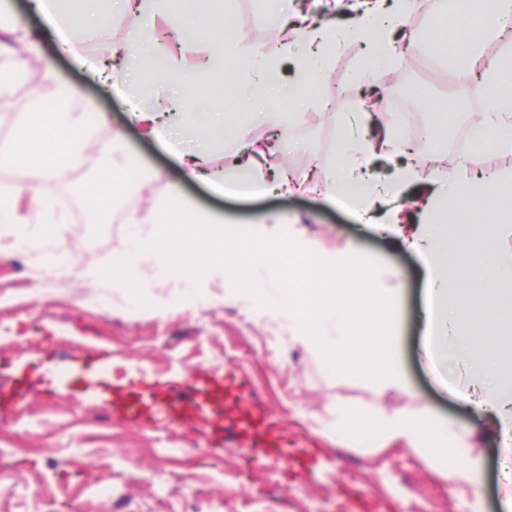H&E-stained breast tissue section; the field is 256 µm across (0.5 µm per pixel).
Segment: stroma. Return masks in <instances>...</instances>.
<instances>
[{
  "label": "stroma",
  "instance_id": "35a3bbf8",
  "mask_svg": "<svg viewBox=\"0 0 512 512\" xmlns=\"http://www.w3.org/2000/svg\"><path fill=\"white\" fill-rule=\"evenodd\" d=\"M224 6L243 53L271 42L274 26L255 22L258 0H224ZM8 9L21 25L17 38L29 28L39 31L56 81L79 85L108 122L93 130L92 147L66 178L44 183L49 210L31 202L35 171L0 163V195L12 199L21 219L12 234L0 233V387H12L26 371L43 381L16 410L0 415V512H505L512 485L498 475L512 452L484 419L448 397L420 349V259L377 225L359 223L348 209L328 203L320 184L305 183L288 196L247 197L186 183L181 195L197 216L238 228L256 225L266 235L282 227L262 223V216L293 218L292 232L321 253L341 255L352 246L374 256L380 285L400 273L401 292L385 332L405 386L336 372L317 346L297 338L287 318L261 315L247 295L231 294L221 275L193 289L147 258L138 274L154 288L133 299L114 287L104 262L123 257L129 246L120 218L135 213L139 232H152L150 218L169 203L176 160L163 143L141 136L123 103L93 74L69 56L54 55V36L29 0H8ZM404 55L420 60V67L399 66L360 84L352 78L359 50L344 48L322 80V106L294 111L282 130L249 120L248 138L283 144V154H269V167L285 159L299 176L329 173L338 162L340 118L362 90L373 88L406 95L433 124L427 142L411 149L416 168L455 171V141L470 135L479 103L449 79L431 50L408 47ZM56 81L22 75L12 82L0 96V141H11L33 93L52 95ZM116 129L145 175L127 202L96 211L76 188L92 178L100 162L96 147ZM14 235L43 243L44 254L15 252ZM90 268L99 270L97 280L85 278ZM197 370L224 385L220 398L200 401L229 429L223 446L178 429L165 413L133 424L110 412L108 386L116 376L135 383L146 372L178 381ZM249 402L261 407L265 426L243 419L237 406ZM425 406L472 432L474 486L457 483L375 428L336 425L340 407L375 416L413 415Z\"/></svg>",
  "mask_w": 512,
  "mask_h": 512
}]
</instances>
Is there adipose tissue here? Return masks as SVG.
<instances>
[{
    "instance_id": "1",
    "label": "adipose tissue",
    "mask_w": 512,
    "mask_h": 512,
    "mask_svg": "<svg viewBox=\"0 0 512 512\" xmlns=\"http://www.w3.org/2000/svg\"><path fill=\"white\" fill-rule=\"evenodd\" d=\"M84 2L39 0L37 10L56 30L60 49L78 53L74 33L105 22L109 12L135 16L137 22L125 39L109 45L106 58L93 59L99 82L125 100L145 136L176 140L178 180L204 183L218 191L230 183L253 194L289 193L303 183L285 173L272 178L262 173L264 144L247 139L225 121V113L240 105L255 106L262 124L283 125L280 96L318 105L321 80L339 48L348 43L364 48L354 79L363 82L377 76L398 61L392 35L404 28L414 8L413 0H354L356 17L344 28L284 23L283 37L274 47L245 56L244 65L232 70L227 62L241 50L224 37L223 12L205 9L206 0H193L185 11L173 10L172 0H110L105 13L86 11ZM429 10L433 22L422 33V41L483 104L475 146L512 155V47L481 71L464 67L465 62L479 60L484 47L512 25V0H431ZM160 20L175 32L177 49L158 41L155 26ZM196 40L207 44L199 65L188 57ZM285 59L291 60L296 73L290 85L273 77ZM208 78L222 81L228 96L210 100L200 113L194 88ZM369 118L364 110L351 113L344 123L338 142L341 163L328 175L324 192L328 199L349 202L363 223L395 232L402 217L385 202L401 195L420 173L407 163L396 166L391 177L376 174V159L402 157L405 136L391 130L374 134L367 128ZM101 119L79 87L59 84L54 98L34 97L9 147L0 149V160H22L44 179H61L66 163L77 162L89 147L91 130ZM214 137L222 138L226 152L235 157V176L213 164ZM98 152L100 164L84 192L105 205L127 196L141 172L121 132H113ZM429 182L431 193L418 206L419 223L402 237L404 245L425 258L424 329L430 340L453 342L469 356V385L458 390L457 397L507 439L512 437V360L492 359L489 352L512 335V249L507 246L512 240V173L473 174L463 163L451 173L434 170ZM189 213L180 193H173L171 205L154 219L153 234L137 238L124 254L114 285L128 289L134 298L144 293L149 283L139 279L136 270L146 256L155 258L160 269L184 273L193 286L221 273L232 288L249 283L248 294L260 312L288 317L302 341L320 345L336 371H355L404 386L384 334L386 313L400 285L376 287L375 262L369 255L323 258L290 231L266 238L213 221L201 238L187 221ZM477 303L484 317L475 323L470 315ZM327 323L337 324L340 337L321 335ZM379 429L384 436L401 438L412 452L434 454L457 482L471 483L476 461L469 453L468 431L437 422L426 408L415 416L400 411L383 414Z\"/></svg>"
}]
</instances>
